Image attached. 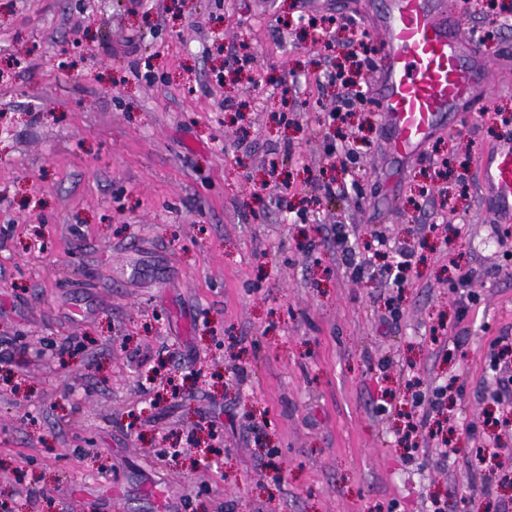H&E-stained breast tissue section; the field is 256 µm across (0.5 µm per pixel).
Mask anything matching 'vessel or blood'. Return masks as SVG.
<instances>
[{
  "label": "vessel or blood",
  "instance_id": "1",
  "mask_svg": "<svg viewBox=\"0 0 512 512\" xmlns=\"http://www.w3.org/2000/svg\"><path fill=\"white\" fill-rule=\"evenodd\" d=\"M381 35L374 85L386 138L395 155H419L459 104L481 94L488 61L465 34L456 0H385L372 18ZM482 188L498 224L512 223V138L482 160Z\"/></svg>",
  "mask_w": 512,
  "mask_h": 512
}]
</instances>
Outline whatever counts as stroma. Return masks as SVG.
Instances as JSON below:
<instances>
[{
  "mask_svg": "<svg viewBox=\"0 0 512 512\" xmlns=\"http://www.w3.org/2000/svg\"><path fill=\"white\" fill-rule=\"evenodd\" d=\"M379 3L0 0V512H512V224L480 181L512 27L400 162L380 112L325 125L348 35L299 21Z\"/></svg>",
  "mask_w": 512,
  "mask_h": 512,
  "instance_id": "obj_1",
  "label": "stroma"
}]
</instances>
